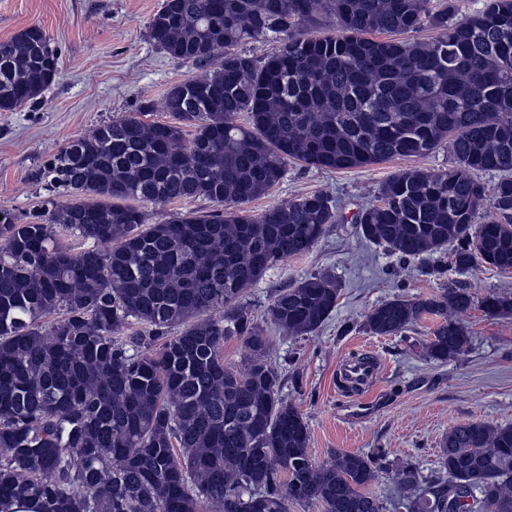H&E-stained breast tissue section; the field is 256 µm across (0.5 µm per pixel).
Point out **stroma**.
<instances>
[{
    "label": "stroma",
    "instance_id": "obj_1",
    "mask_svg": "<svg viewBox=\"0 0 512 512\" xmlns=\"http://www.w3.org/2000/svg\"><path fill=\"white\" fill-rule=\"evenodd\" d=\"M162 0H0V42L30 25L42 26L59 57V73L39 104L0 112V212L27 222L63 202L62 188L45 174L48 160L69 141L101 122L138 112L143 101H161L169 87L193 78L197 67L156 48L150 17ZM453 163L447 145L421 157H396L349 170L289 164L268 194L246 203L249 214L321 192L341 202L344 219L329 225L306 254L280 262L247 292L255 322L272 342L271 358L284 375L283 394L308 423L309 453L323 462L334 451L377 453L388 466L370 486L383 512H403L390 470L409 461L422 476L438 467L452 426L512 425V315L470 311L471 343L465 354L440 362L424 345L437 323L424 316L400 336H372L356 322L397 295L428 298L466 282L476 296H512V270L476 263L453 265V245L430 261L401 260L360 238L352 220L376 203L380 185L407 169L440 171ZM312 274L335 278L340 289L330 318L313 334L293 338L270 322L275 293ZM373 351L381 363L375 386L361 397L338 386L336 366L345 356Z\"/></svg>",
    "mask_w": 512,
    "mask_h": 512
}]
</instances>
